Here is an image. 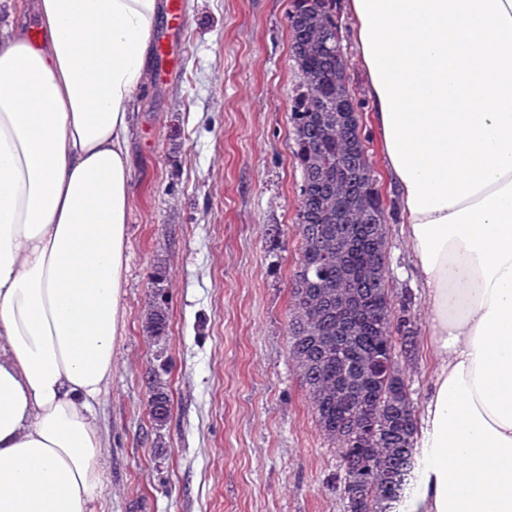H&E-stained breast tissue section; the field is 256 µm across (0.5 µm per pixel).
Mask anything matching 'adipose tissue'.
<instances>
[{
    "label": "adipose tissue",
    "instance_id": "adipose-tissue-1",
    "mask_svg": "<svg viewBox=\"0 0 512 512\" xmlns=\"http://www.w3.org/2000/svg\"><path fill=\"white\" fill-rule=\"evenodd\" d=\"M0 512H86L164 0H0ZM37 36H30L27 14ZM436 369L409 512H512V172L406 213Z\"/></svg>",
    "mask_w": 512,
    "mask_h": 512
}]
</instances>
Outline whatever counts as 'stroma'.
<instances>
[{
  "mask_svg": "<svg viewBox=\"0 0 512 512\" xmlns=\"http://www.w3.org/2000/svg\"><path fill=\"white\" fill-rule=\"evenodd\" d=\"M180 69L134 113L127 263L112 379L95 402L105 443L94 512H344L336 446L320 431L289 355L287 315L302 238L292 153L291 0H182ZM347 0L339 36L361 135L387 204V286L416 329L407 365L421 404L436 365L426 299L399 233L374 105ZM278 236H271V226ZM168 332L144 322L154 271ZM171 415L156 426L149 383Z\"/></svg>",
  "mask_w": 512,
  "mask_h": 512,
  "instance_id": "obj_1",
  "label": "stroma"
}]
</instances>
